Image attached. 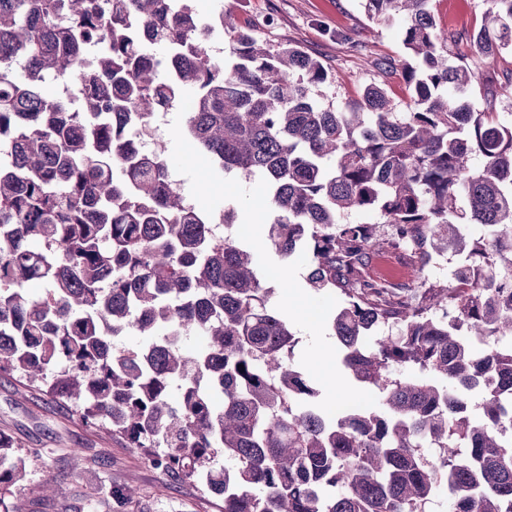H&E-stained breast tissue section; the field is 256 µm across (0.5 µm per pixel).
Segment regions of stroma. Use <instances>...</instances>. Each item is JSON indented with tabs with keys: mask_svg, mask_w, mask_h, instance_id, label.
Returning a JSON list of instances; mask_svg holds the SVG:
<instances>
[{
	"mask_svg": "<svg viewBox=\"0 0 512 512\" xmlns=\"http://www.w3.org/2000/svg\"><path fill=\"white\" fill-rule=\"evenodd\" d=\"M197 15L215 19L230 11L240 25L272 45L291 43L321 60L331 73L318 90L323 102L342 105L357 100L371 83L374 60L404 61L400 24L370 21L361 0H192ZM487 0H433L441 29L469 32L488 9ZM363 277L396 288H412L420 276L441 280L435 268L419 270L408 255L380 246L367 258ZM0 432L22 452L38 451L28 479L17 495L29 512H112L105 490L130 484L138 495L126 512H222L218 499L199 486L174 479L139 451L112 438L104 426L85 425L70 404L25 386L15 375L0 372ZM55 491L44 495V480Z\"/></svg>",
	"mask_w": 512,
	"mask_h": 512,
	"instance_id": "obj_1",
	"label": "stroma"
}]
</instances>
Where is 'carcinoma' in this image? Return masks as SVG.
I'll use <instances>...</instances> for the list:
<instances>
[{"instance_id": "1", "label": "carcinoma", "mask_w": 512, "mask_h": 512, "mask_svg": "<svg viewBox=\"0 0 512 512\" xmlns=\"http://www.w3.org/2000/svg\"><path fill=\"white\" fill-rule=\"evenodd\" d=\"M431 2L363 0L369 19L402 23L400 112L383 82L324 106L320 60L271 50L222 11L228 55L215 60L190 0H0V371L223 512H425L443 484L448 512H512V344L500 345L512 336V121L496 112L512 90V0H489L467 35L440 30ZM474 51L504 64L480 103ZM173 53L168 77L155 57ZM48 75L73 82L83 109L46 94ZM185 91L184 134L224 172L270 185L267 246L286 264L306 255L309 288L344 296L331 320L340 362L379 408L315 405L256 252L212 235L164 156L127 146ZM358 211L375 222H350ZM383 234L411 246L419 271L448 256L460 274L385 297L359 278ZM32 280L48 285L40 300ZM131 328L148 342L117 347ZM199 331L207 342L186 351ZM477 387L473 410L463 391ZM29 458L0 435V512H27L10 495ZM109 494L123 508L136 491Z\"/></svg>"}]
</instances>
